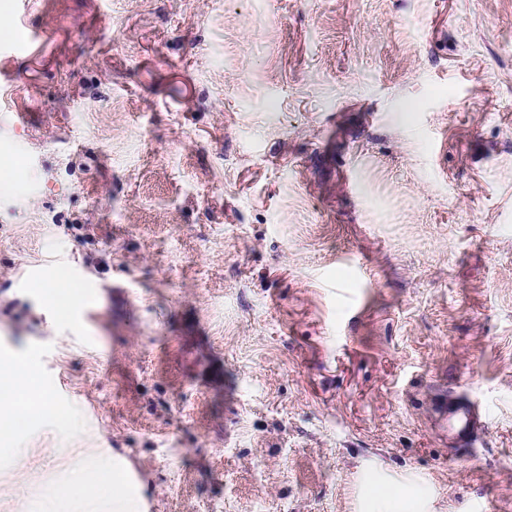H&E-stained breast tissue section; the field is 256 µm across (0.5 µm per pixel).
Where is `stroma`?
Wrapping results in <instances>:
<instances>
[{"mask_svg":"<svg viewBox=\"0 0 512 512\" xmlns=\"http://www.w3.org/2000/svg\"><path fill=\"white\" fill-rule=\"evenodd\" d=\"M0 14V357L78 414L0 512L99 460L149 512H512V0ZM436 415L448 427L454 437L468 443L482 429L481 418L463 401L438 400L435 403Z\"/></svg>","mask_w":512,"mask_h":512,"instance_id":"obj_1","label":"stroma"}]
</instances>
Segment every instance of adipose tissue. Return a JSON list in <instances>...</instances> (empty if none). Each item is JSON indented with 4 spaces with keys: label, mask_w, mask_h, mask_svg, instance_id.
<instances>
[{
    "label": "adipose tissue",
    "mask_w": 512,
    "mask_h": 512,
    "mask_svg": "<svg viewBox=\"0 0 512 512\" xmlns=\"http://www.w3.org/2000/svg\"><path fill=\"white\" fill-rule=\"evenodd\" d=\"M37 393L38 377L29 360H0V439L16 438L28 423L55 416V409ZM107 493L120 497L124 490L113 482L111 468L100 463L86 472L79 487L56 489L51 496L66 498L69 512H93L97 500Z\"/></svg>",
    "instance_id": "1"
}]
</instances>
